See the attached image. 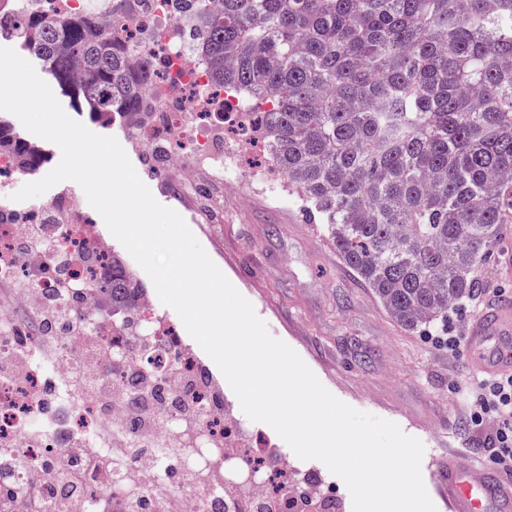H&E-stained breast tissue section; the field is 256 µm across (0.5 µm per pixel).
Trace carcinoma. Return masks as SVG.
<instances>
[{
    "label": "carcinoma",
    "mask_w": 512,
    "mask_h": 512,
    "mask_svg": "<svg viewBox=\"0 0 512 512\" xmlns=\"http://www.w3.org/2000/svg\"><path fill=\"white\" fill-rule=\"evenodd\" d=\"M189 0L186 35L212 82L257 105L269 161L314 210L340 260L403 330L448 322L479 289L477 262L512 218V0ZM21 8L24 26L13 27ZM96 14L0 0V35L39 57L64 93L110 123L153 111L149 62ZM0 152L35 175L0 118ZM112 299L143 289L112 255Z\"/></svg>",
    "instance_id": "1"
}]
</instances>
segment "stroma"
<instances>
[{
  "mask_svg": "<svg viewBox=\"0 0 512 512\" xmlns=\"http://www.w3.org/2000/svg\"><path fill=\"white\" fill-rule=\"evenodd\" d=\"M87 127L118 139L157 202L184 218L270 333L293 348L328 391L422 441L425 487L437 512H450L447 492L432 477V461L453 453L479 466L489 462L488 435L469 420L466 387L472 371L465 354L437 344L430 333L407 332L393 322L341 263L305 204L291 195L272 196L253 183V173L270 169V161L254 153L240 159L241 176L216 189L224 200V221L210 224L191 197L132 151L127 129L93 121ZM503 240L480 261L477 277L484 291H500L512 304V223Z\"/></svg>",
  "mask_w": 512,
  "mask_h": 512,
  "instance_id": "1",
  "label": "stroma"
}]
</instances>
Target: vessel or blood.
Returning <instances> with one entry per match:
<instances>
[{
	"label": "vessel or blood",
	"instance_id": "1",
	"mask_svg": "<svg viewBox=\"0 0 512 512\" xmlns=\"http://www.w3.org/2000/svg\"><path fill=\"white\" fill-rule=\"evenodd\" d=\"M467 361L479 373L512 374V309L497 307L471 323ZM434 478L448 488L455 512H512V475L457 459L433 463Z\"/></svg>",
	"mask_w": 512,
	"mask_h": 512
}]
</instances>
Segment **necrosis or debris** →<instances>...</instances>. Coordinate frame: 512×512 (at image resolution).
<instances>
[{
	"mask_svg": "<svg viewBox=\"0 0 512 512\" xmlns=\"http://www.w3.org/2000/svg\"><path fill=\"white\" fill-rule=\"evenodd\" d=\"M182 0H132L126 30L133 59L154 57L174 83L150 89V121L130 114L147 161L177 177L202 212L198 178L237 175L253 139L229 142L251 110L214 90L204 56L188 51ZM14 162L0 154V283L37 316L20 334L0 309V483L44 492L40 512H335L321 475L279 454L243 422L195 350L150 300L134 310L87 288L112 254L97 219L71 192L17 206ZM79 316L64 319L70 308ZM71 450L70 465L100 463L96 496L49 495L45 454Z\"/></svg>",
	"mask_w": 512,
	"mask_h": 512,
	"instance_id": "4bbe7bcc",
	"label": "necrosis or debris"
}]
</instances>
